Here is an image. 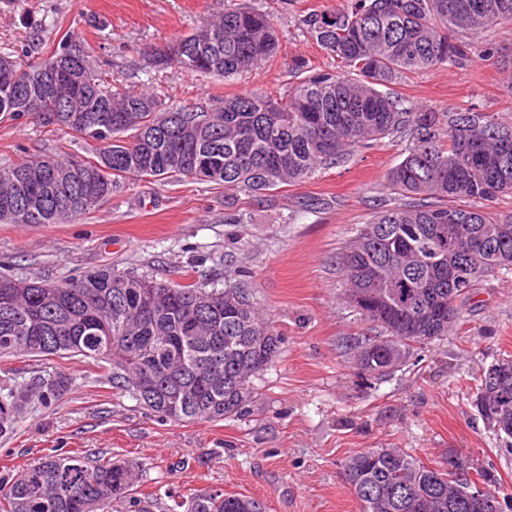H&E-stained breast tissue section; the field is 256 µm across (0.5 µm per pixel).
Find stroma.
<instances>
[{
    "label": "stroma",
    "mask_w": 512,
    "mask_h": 512,
    "mask_svg": "<svg viewBox=\"0 0 512 512\" xmlns=\"http://www.w3.org/2000/svg\"><path fill=\"white\" fill-rule=\"evenodd\" d=\"M339 5L0 0V53L20 58L68 33L120 87L161 91L170 106L255 91L280 96L298 81L296 59L333 66L299 21L311 10ZM244 6L266 12L279 31L272 62L228 81L148 69L149 48ZM393 91L437 112L474 110L512 121V27L482 33L468 60L420 71ZM403 147L402 139H385L348 163L263 195L131 177L69 221L0 224V273L19 278L59 281L112 266L180 283L198 273L220 281L228 266L248 268L254 300L282 338L278 360L254 381L248 414L219 422L158 421L112 389L96 366L75 358H0V377L73 379L56 404L26 406L14 434L0 438V474L15 475L55 449L90 462L132 457L147 466L145 493L187 497L213 489L259 499L267 512H360L344 462L364 450L398 448L435 469L456 456L475 479H491L500 495H512V452L475 406L486 369L512 354V271L485 277L464 322L415 350L392 376H359L340 349L368 325L343 299L338 257L390 199L387 176ZM46 153L86 158L93 147L69 130L43 126L30 112L0 121V169Z\"/></svg>",
    "instance_id": "35a3bbf8"
}]
</instances>
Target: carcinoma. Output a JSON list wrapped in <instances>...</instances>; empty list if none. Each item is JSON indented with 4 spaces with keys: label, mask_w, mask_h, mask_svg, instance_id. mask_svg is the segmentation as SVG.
Instances as JSON below:
<instances>
[{
    "label": "carcinoma",
    "mask_w": 512,
    "mask_h": 512,
    "mask_svg": "<svg viewBox=\"0 0 512 512\" xmlns=\"http://www.w3.org/2000/svg\"><path fill=\"white\" fill-rule=\"evenodd\" d=\"M300 26L338 70L312 72L299 59L295 69L303 77L280 98L250 92L169 107L153 93L112 89L108 73L67 34L56 49L16 63L32 73L33 84L15 91L0 79V118L23 112L35 96L49 115L44 125L96 148L91 160L45 155L1 169L0 224H57L130 176L265 194L399 135L407 144L388 188L410 203L379 211L339 257L344 299L371 325L345 349L358 375H391L405 366L396 347L411 352L448 335L480 280L512 269V219L487 211L498 196L512 194V123L486 112L421 109L392 95L390 86L465 60L471 42L463 35L512 26V0H344L333 12L306 14ZM278 47L266 14L239 8L167 45L170 55L150 63L227 80L267 62ZM65 64L82 82V126L64 112L71 85L51 78ZM445 198L458 204H437ZM148 289L164 299L144 306ZM281 344L244 270L225 275L221 288L112 267L52 285L0 275V358L79 357L162 422L244 415L253 379L275 362ZM72 383L58 373L25 387L1 379L0 438L13 434L25 405L35 399L47 406ZM172 397L179 406L174 417L164 409ZM483 418L512 439V413ZM344 468L361 512H460L448 507L458 481L399 449L365 450ZM144 472L139 460L91 465L78 455L49 453L15 478L0 476V512H112L120 499L131 512H265L254 498L219 490L173 496L162 506L158 497L138 494Z\"/></svg>",
    "instance_id": "1"
}]
</instances>
